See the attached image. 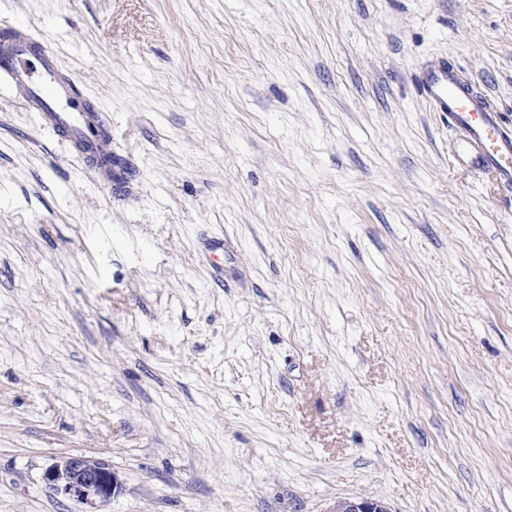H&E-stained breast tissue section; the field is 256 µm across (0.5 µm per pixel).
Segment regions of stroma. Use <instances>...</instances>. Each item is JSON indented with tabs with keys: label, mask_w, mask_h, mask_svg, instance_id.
<instances>
[{
	"label": "stroma",
	"mask_w": 512,
	"mask_h": 512,
	"mask_svg": "<svg viewBox=\"0 0 512 512\" xmlns=\"http://www.w3.org/2000/svg\"><path fill=\"white\" fill-rule=\"evenodd\" d=\"M104 119L103 187L0 79V512H512V0H0ZM224 241L222 272L207 250ZM419 86L433 110L442 112L459 133L470 163L512 187V135L488 101L462 87L458 73L446 63L427 71ZM43 477L58 495L85 506L81 512H99L98 507L120 486L112 467L82 456L54 461L45 469ZM326 512H391L385 501L375 496L339 498Z\"/></svg>",
	"instance_id": "1"
}]
</instances>
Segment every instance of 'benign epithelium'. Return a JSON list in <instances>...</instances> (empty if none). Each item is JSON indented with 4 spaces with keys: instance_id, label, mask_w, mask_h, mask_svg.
<instances>
[{
    "instance_id": "obj_1",
    "label": "benign epithelium",
    "mask_w": 512,
    "mask_h": 512,
    "mask_svg": "<svg viewBox=\"0 0 512 512\" xmlns=\"http://www.w3.org/2000/svg\"><path fill=\"white\" fill-rule=\"evenodd\" d=\"M45 481L65 499L85 506L83 512H98L119 488L112 467L92 458L73 456L50 464L43 474ZM327 512H391L385 501L375 496L339 498Z\"/></svg>"
}]
</instances>
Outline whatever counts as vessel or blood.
Here are the masks:
<instances>
[{
  "mask_svg": "<svg viewBox=\"0 0 512 512\" xmlns=\"http://www.w3.org/2000/svg\"><path fill=\"white\" fill-rule=\"evenodd\" d=\"M0 73L26 86L27 104L39 112L42 123L69 143L80 165L111 184V173L101 163L105 145L89 134L90 125L99 123V114L77 103L71 77L59 72L55 54L39 44L30 25L14 24L0 36ZM419 86L433 110L447 117L459 133L470 163L512 187V134L488 101L470 94L457 72L445 64L427 71Z\"/></svg>",
  "mask_w": 512,
  "mask_h": 512,
  "instance_id": "b4317fda",
  "label": "vessel or blood"
}]
</instances>
